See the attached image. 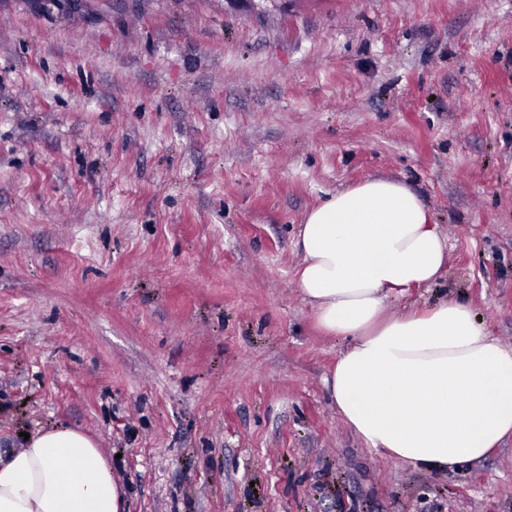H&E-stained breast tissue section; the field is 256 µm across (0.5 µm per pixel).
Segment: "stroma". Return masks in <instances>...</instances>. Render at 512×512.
Returning <instances> with one entry per match:
<instances>
[{
  "label": "stroma",
  "instance_id": "1",
  "mask_svg": "<svg viewBox=\"0 0 512 512\" xmlns=\"http://www.w3.org/2000/svg\"><path fill=\"white\" fill-rule=\"evenodd\" d=\"M370 177L512 344V0H0V454L65 425L127 512H512V439L448 472L369 448L298 228Z\"/></svg>",
  "mask_w": 512,
  "mask_h": 512
}]
</instances>
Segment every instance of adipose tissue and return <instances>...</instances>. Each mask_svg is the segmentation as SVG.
Wrapping results in <instances>:
<instances>
[{"label":"adipose tissue","instance_id":"ef3b65f1","mask_svg":"<svg viewBox=\"0 0 512 512\" xmlns=\"http://www.w3.org/2000/svg\"><path fill=\"white\" fill-rule=\"evenodd\" d=\"M296 281L321 330L350 338L326 380L343 421L372 449L417 469L484 459L512 438V346L447 299L389 314L388 294L436 282L445 239L404 182L370 178L331 195L299 231ZM101 448L68 427L0 458V512H125Z\"/></svg>","mask_w":512,"mask_h":512}]
</instances>
